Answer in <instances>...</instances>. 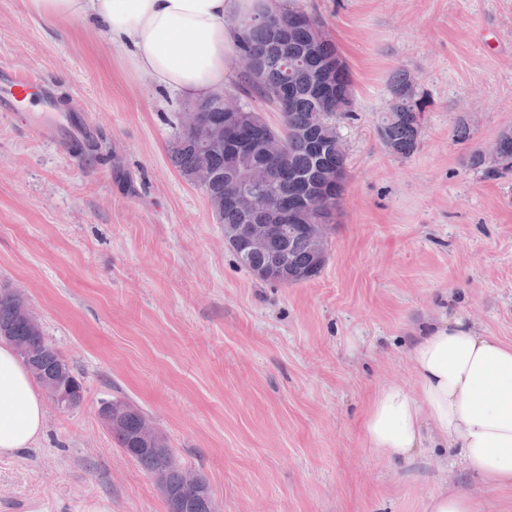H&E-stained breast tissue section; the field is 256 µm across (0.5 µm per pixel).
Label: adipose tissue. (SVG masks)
<instances>
[{
  "instance_id": "1",
  "label": "adipose tissue",
  "mask_w": 512,
  "mask_h": 512,
  "mask_svg": "<svg viewBox=\"0 0 512 512\" xmlns=\"http://www.w3.org/2000/svg\"><path fill=\"white\" fill-rule=\"evenodd\" d=\"M43 20L90 23L127 49L128 65L186 99L221 92L244 16L277 0H25ZM413 387L392 383L370 401L363 430L374 450L410 457L423 428L459 448L485 485L512 488V344L461 318L429 326L409 350ZM44 425L40 392L10 345H0V457L31 446Z\"/></svg>"
}]
</instances>
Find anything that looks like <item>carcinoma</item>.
Here are the masks:
<instances>
[{
	"label": "carcinoma",
	"mask_w": 512,
	"mask_h": 512,
	"mask_svg": "<svg viewBox=\"0 0 512 512\" xmlns=\"http://www.w3.org/2000/svg\"><path fill=\"white\" fill-rule=\"evenodd\" d=\"M247 34L237 46V51L246 52L260 61V72L241 76L238 93L246 98L258 96L269 99L271 87L282 80L294 83L296 92L286 109L281 112V121L271 127L272 139L251 149L247 154L227 153L224 168L215 171L206 166V156L183 130H178L171 145V165L188 182L199 186L205 193L218 223L224 230L242 223V215L230 208H221L224 192L235 189L248 178L252 170L271 171L272 163L283 159L299 176L309 177L319 170L321 149L336 145L339 137L331 123L333 115L324 112L321 96L315 89V75L311 67L303 63L309 55L315 34L320 31L317 21H308L301 29H295L288 19V8L276 14H267L264 20H245ZM317 65L332 78V82L345 88L350 86L346 66L335 49L324 45L316 49ZM390 108L379 125L383 143L395 154L407 156L417 149L420 122L416 111L420 101L414 89L411 74L400 69L389 83ZM498 160L492 164L486 153L476 150L469 156V164L490 173L512 172V130L503 131L498 139ZM288 249L293 256L295 271L287 276L288 283L299 284L320 274L322 267L316 255L300 235L288 240L275 241L274 249ZM24 304L22 296L8 289L0 290V335L8 334L15 325L16 309ZM24 351L32 360H23L32 377L39 385L46 381L68 379L73 382L69 391V402L73 409L80 406L84 398L81 381L75 376L72 366L62 354L45 338L41 325L35 324L21 337ZM112 410L124 412L121 426L111 432L118 448L148 473L163 494L167 512H215V506L204 478H199L194 488L186 486L180 474V464L165 438L160 446L151 448L142 445L138 436V422L143 413L124 398L112 399Z\"/></svg>",
	"instance_id": "cac0c4a2"
}]
</instances>
